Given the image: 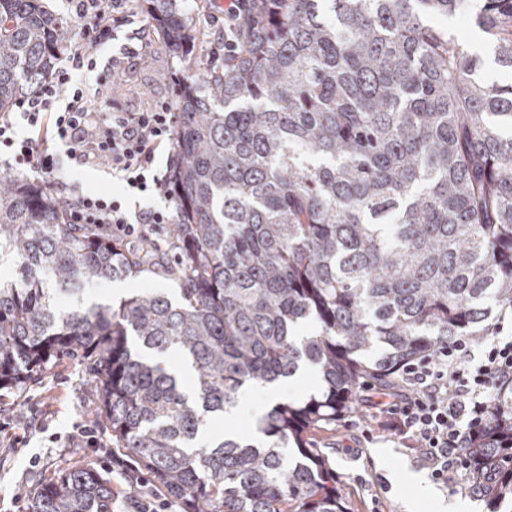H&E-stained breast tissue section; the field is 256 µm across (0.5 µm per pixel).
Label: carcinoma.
Wrapping results in <instances>:
<instances>
[{
	"instance_id": "1",
	"label": "carcinoma",
	"mask_w": 512,
	"mask_h": 512,
	"mask_svg": "<svg viewBox=\"0 0 512 512\" xmlns=\"http://www.w3.org/2000/svg\"><path fill=\"white\" fill-rule=\"evenodd\" d=\"M171 55L208 41L183 0H145ZM464 0H250L233 54L186 77L166 187L175 255L130 248L67 201L0 175V392L82 367L91 414L180 512H348L315 430L383 386L401 363L491 331L512 307V84L437 20ZM476 26L512 71V0H481ZM72 32L42 0H0V112L60 63ZM161 274L180 299L142 288L118 305L64 308L87 282ZM312 326L298 336L295 329ZM193 370L185 391L160 357ZM322 379L280 402L262 441L205 420L255 384ZM468 449L486 467L491 512L512 506V387ZM294 444L301 459L283 449ZM106 474L77 461L42 481L28 512H112Z\"/></svg>"
}]
</instances>
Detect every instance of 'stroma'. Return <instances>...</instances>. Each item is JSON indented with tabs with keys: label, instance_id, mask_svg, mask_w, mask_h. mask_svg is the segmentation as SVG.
<instances>
[{
	"label": "stroma",
	"instance_id": "stroma-1",
	"mask_svg": "<svg viewBox=\"0 0 512 512\" xmlns=\"http://www.w3.org/2000/svg\"><path fill=\"white\" fill-rule=\"evenodd\" d=\"M132 7L139 20L146 23L145 56L134 69L119 75L111 88L102 90L91 85L87 94L92 104L114 97L127 110L141 112L158 102L174 101L170 77L179 65L155 27L147 24L144 0H134ZM444 25L481 58L485 80L512 82L511 71L492 65L491 52L470 13L449 18ZM141 288H158L173 296L179 293L178 282L150 275L87 286L81 299L115 304ZM97 403L81 369L73 364L56 368L51 377L27 386L23 393L0 398V512H25L27 492L75 458L94 463L106 472L119 493L117 512H129L136 500L160 499L158 489L146 480L139 481L136 489H129L128 477L134 464L125 453L113 447L104 451L89 447L81 438V428L91 422L87 410ZM369 418L362 406L344 413L334 427L314 432L311 444L327 458L349 512H407V502L418 499V489L410 476L422 471L419 457L388 438L357 443L354 422Z\"/></svg>",
	"mask_w": 512,
	"mask_h": 512
}]
</instances>
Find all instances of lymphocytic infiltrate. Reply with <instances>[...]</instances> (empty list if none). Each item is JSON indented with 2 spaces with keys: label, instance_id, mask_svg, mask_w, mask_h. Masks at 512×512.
I'll use <instances>...</instances> for the list:
<instances>
[{
  "label": "lymphocytic infiltrate",
  "instance_id": "obj_1",
  "mask_svg": "<svg viewBox=\"0 0 512 512\" xmlns=\"http://www.w3.org/2000/svg\"><path fill=\"white\" fill-rule=\"evenodd\" d=\"M79 32L63 63L19 107L29 131L19 135L13 121H0V155L8 169L33 171L65 194L73 224H105L125 240L140 226L169 224L167 208H129V196L159 197L169 171L160 157L172 154L179 112L166 102L147 112H131L115 99L93 110L85 87L110 86L146 52L133 27L131 0H73ZM127 30L125 43L108 64L97 61V47ZM78 167H107L123 183V196L71 191L62 180L60 157ZM512 385V322L499 319L480 344L455 337L436 352L402 364L389 392L363 397L378 430L417 450L431 478L443 485L480 494L482 482L471 475L464 456L495 418L494 396Z\"/></svg>",
  "mask_w": 512,
  "mask_h": 512
}]
</instances>
